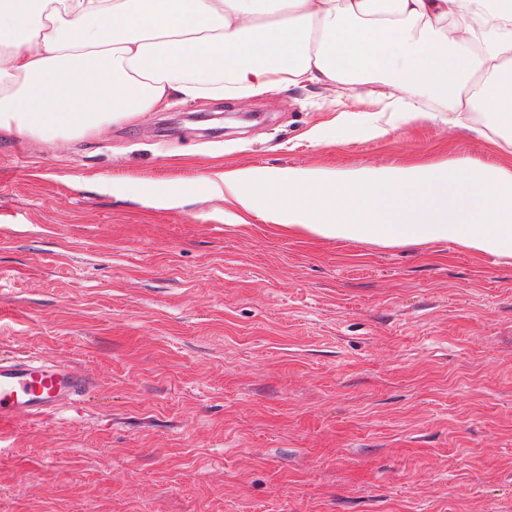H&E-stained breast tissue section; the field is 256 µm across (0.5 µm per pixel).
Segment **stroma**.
<instances>
[{
    "label": "stroma",
    "instance_id": "1",
    "mask_svg": "<svg viewBox=\"0 0 512 512\" xmlns=\"http://www.w3.org/2000/svg\"><path fill=\"white\" fill-rule=\"evenodd\" d=\"M370 85L205 97L65 143L0 133V350L83 402L0 436V512H512V265L288 234L194 180L512 143L439 121L311 144ZM187 194L179 208L147 194Z\"/></svg>",
    "mask_w": 512,
    "mask_h": 512
}]
</instances>
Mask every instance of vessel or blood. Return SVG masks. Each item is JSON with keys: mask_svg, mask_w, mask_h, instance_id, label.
<instances>
[{"mask_svg": "<svg viewBox=\"0 0 512 512\" xmlns=\"http://www.w3.org/2000/svg\"><path fill=\"white\" fill-rule=\"evenodd\" d=\"M87 378L61 362L29 355L0 356V427L35 420L84 396Z\"/></svg>", "mask_w": 512, "mask_h": 512, "instance_id": "vessel-or-blood-1", "label": "vessel or blood"}]
</instances>
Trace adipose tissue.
Here are the masks:
<instances>
[{
	"instance_id": "adipose-tissue-1",
	"label": "adipose tissue",
	"mask_w": 512,
	"mask_h": 512,
	"mask_svg": "<svg viewBox=\"0 0 512 512\" xmlns=\"http://www.w3.org/2000/svg\"><path fill=\"white\" fill-rule=\"evenodd\" d=\"M466 35L448 36V21ZM512 0H0V129L65 141L175 100L376 84L392 121L446 107L512 127ZM311 239L453 243L512 260V175L489 166L238 169L198 178Z\"/></svg>"
}]
</instances>
